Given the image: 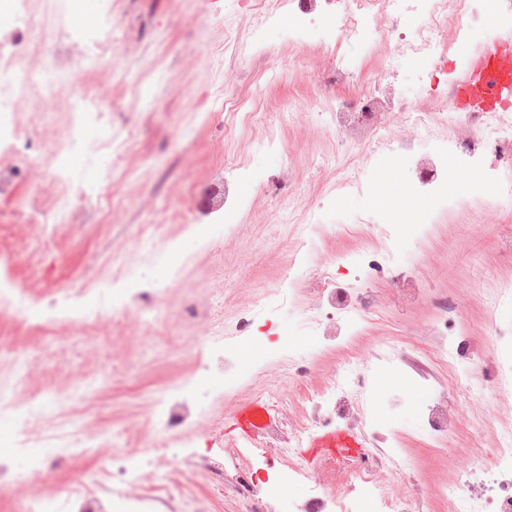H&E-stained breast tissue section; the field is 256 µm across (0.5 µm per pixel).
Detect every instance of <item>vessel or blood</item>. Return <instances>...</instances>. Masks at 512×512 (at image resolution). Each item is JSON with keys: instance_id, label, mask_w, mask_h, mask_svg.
<instances>
[{"instance_id": "obj_1", "label": "vessel or blood", "mask_w": 512, "mask_h": 512, "mask_svg": "<svg viewBox=\"0 0 512 512\" xmlns=\"http://www.w3.org/2000/svg\"><path fill=\"white\" fill-rule=\"evenodd\" d=\"M453 99L480 112H512V23L501 25L494 40L483 44L478 55L464 66L456 82ZM274 421L269 409L257 401L243 402L232 415L233 428L251 438L267 430ZM369 437L344 426L315 431L307 442L311 458L352 459L370 447Z\"/></svg>"}]
</instances>
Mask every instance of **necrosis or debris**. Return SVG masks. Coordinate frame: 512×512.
Returning <instances> with one entry per match:
<instances>
[{
  "label": "necrosis or debris",
  "mask_w": 512,
  "mask_h": 512,
  "mask_svg": "<svg viewBox=\"0 0 512 512\" xmlns=\"http://www.w3.org/2000/svg\"><path fill=\"white\" fill-rule=\"evenodd\" d=\"M299 20L290 32V42L305 47L319 44L332 66L329 75L317 76L322 90L321 111L326 115V130L352 148L351 158L342 170L339 184L361 188L363 163L376 154L386 157L407 154L416 144L429 139L447 141L467 162L469 168L482 167L487 142L502 143L512 139V116L499 117L486 112H458L448 102L432 107L396 108L395 85L385 76L377 77L354 99H336V85L349 81L350 75L338 66L337 60L344 45L358 40L373 50H386L388 73L396 72L402 58L410 53L424 59L429 68H439L450 50L462 47L464 38L459 28L448 25L449 17L471 20L479 17V0H290ZM426 17L423 26L403 32L401 20L409 11ZM63 128L65 139L46 147L42 160L60 191L52 206L38 209L37 230L42 238H50L55 225L71 223L76 203L87 193L74 183L64 164L65 146L77 144L86 134L101 139L103 147L112 145V126L105 119L98 99L87 90L72 91L68 97ZM321 196H311L303 204L293 200L282 203L275 222L283 230L289 254L287 266L280 278L266 287L256 305L239 310L232 317H215L209 303L191 306L192 317L205 321V331L196 338L198 359L191 376L155 400L152 420L162 433L150 458L122 449L106 454L112 479L114 500L125 502L128 512H148L153 503L161 501L170 512H195L193 499L164 498L154 492L137 495L147 469L160 468L164 461L166 433L181 432L193 425L195 417L203 416L197 408L195 393L207 383L216 365L214 357L223 350L228 336H242L256 322L257 315L274 314L299 289L295 270L299 254L313 244L322 232L316 219ZM355 268L364 285L342 288L336 282L337 267ZM385 280L390 288L399 289L403 276L395 260L392 244L369 251L339 257L337 262L323 264L316 281L310 286V302L304 303V327L314 336H331L336 332L337 319L353 323L374 312L380 299L371 284ZM79 298L70 291L50 301L35 299L18 288L13 278L0 273V305L15 310L22 317L36 315L40 327L68 323V311ZM432 319L416 323L408 332V342L428 336L434 341L430 350L432 360L440 367H452L468 358L469 350L458 337L448 333V306L438 302L433 306ZM15 380L0 387V414L11 416L15 422L14 448L24 458L32 478L45 475L61 460L76 456V448L53 419L55 408L67 399L77 398L79 388L62 393L53 391L43 398L18 399L17 392L34 366L31 359L14 358ZM279 378L264 387L261 395L265 404L279 414V427L271 445L283 462L284 478H295L306 485L303 498L282 506L277 484L264 478L268 466L265 455L247 457L240 447L225 449L227 466L205 464L206 473L216 483L232 482L236 496L245 504L246 512H425L422 497L412 495L403 478L405 464L401 453L394 448H379L345 462L336 472L312 468L301 453L309 435L320 420L339 415L351 427L363 430L372 420L365 400L371 362L356 356L346 359L337 377L326 387L309 391L304 397L306 419L295 424L293 395L307 373L306 367L289 353H281L277 362ZM495 473L487 479L468 469L461 480L442 485L440 496L448 512H512V428L499 431L495 447L487 449Z\"/></svg>",
  "instance_id": "obj_1"
}]
</instances>
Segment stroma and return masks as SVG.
Masks as SVG:
<instances>
[{
    "label": "stroma",
    "mask_w": 512,
    "mask_h": 512,
    "mask_svg": "<svg viewBox=\"0 0 512 512\" xmlns=\"http://www.w3.org/2000/svg\"><path fill=\"white\" fill-rule=\"evenodd\" d=\"M107 15L120 30L119 40L92 69L84 46L102 37ZM295 22L294 13L282 8L254 29L246 0H99L92 20L80 24L72 13L56 21L41 0H11L8 18L0 21V54L14 55L19 68L60 66L67 83L42 98L13 103L20 134L12 148L0 146V269H9L17 286L37 297L79 289L84 307L102 306L112 274L121 268L132 279L126 294L164 291L154 309L159 323L130 321L119 336L108 323L97 331L73 324L45 335L0 306V381L9 376L13 353L36 356L50 344L64 355L42 361L30 389L51 380L86 383L83 397L63 407L59 417L73 441L83 438L90 422L114 438L138 429L140 450H150L152 404L191 372L197 354L189 303L205 298L229 314L252 300L256 286L272 282L284 253L271 217L282 174L293 172L316 191L328 175L314 168L315 159L349 154L338 139L301 123L279 127L278 151L256 148L250 133L233 126L232 113L260 105L318 111L320 91L310 75L323 70L326 60L315 48L289 42ZM340 64L352 75L351 83L337 86L340 98L355 96L386 68L381 56L357 43L344 48ZM74 86L101 93L115 127L130 126L136 134L111 155L90 140L71 154L73 181L91 189L99 185L103 157H110L117 198L86 199L74 222L60 225L52 244L40 247L29 226L28 205L34 199L49 204L54 189L48 175L27 159L43 154L61 134ZM228 155L241 158L240 171L225 168ZM447 157L448 177L440 192L413 189L407 160H400L395 183L392 168L374 158L361 190L339 188L324 199L318 219L328 226L327 237L302 255L297 277L308 279L324 258L367 250L388 238L407 277L406 293L331 339L306 332L299 305L290 302L276 312L272 325L255 323L250 341L227 339L223 373L197 395L209 409L197 424L204 438L194 448L171 438L163 466L147 474L146 484L161 478L174 493L190 492L198 512H238L232 496L209 481L199 459H223L226 444L238 437L231 423L234 408L257 399L261 386L273 380L279 348L292 347L311 364L307 385L317 388L337 374L346 356L379 347L405 335L411 323L429 319V300L436 297L459 305L448 318V331L464 334L474 357L454 371L429 368L425 353L381 363L367 399L372 420L400 435L414 491L431 512H448L437 490L457 475L449 459L482 460L498 429L512 426V345L488 329L492 321L512 327V290L486 288L481 300L467 298L479 273L512 281V217L490 224L482 211L498 191L485 170L512 164V150L489 146L483 168L472 173L469 192L456 176L458 155L451 151ZM390 215L396 223L382 225ZM145 234L156 243V255L147 262L139 253ZM458 373L470 375L472 399L493 412L495 423L478 432L469 422H449L435 448L422 414ZM97 468L96 456L83 455L33 481L20 463H12L0 481V512H20L29 496L62 494Z\"/></svg>",
    "instance_id": "obj_1"
}]
</instances>
